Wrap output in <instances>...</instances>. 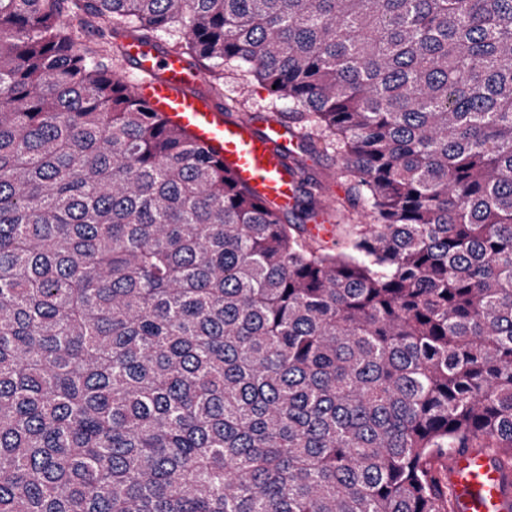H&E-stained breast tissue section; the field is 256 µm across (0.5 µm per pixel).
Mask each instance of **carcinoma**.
Instances as JSON below:
<instances>
[{"label": "carcinoma", "instance_id": "cac0c4a2", "mask_svg": "<svg viewBox=\"0 0 512 512\" xmlns=\"http://www.w3.org/2000/svg\"><path fill=\"white\" fill-rule=\"evenodd\" d=\"M164 34L336 152L338 250L133 93ZM464 448L512 468V0H0V512H454Z\"/></svg>", "mask_w": 512, "mask_h": 512}]
</instances>
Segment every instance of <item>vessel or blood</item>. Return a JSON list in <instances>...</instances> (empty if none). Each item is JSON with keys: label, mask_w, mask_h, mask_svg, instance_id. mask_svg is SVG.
<instances>
[{"label": "vessel or blood", "mask_w": 512, "mask_h": 512, "mask_svg": "<svg viewBox=\"0 0 512 512\" xmlns=\"http://www.w3.org/2000/svg\"><path fill=\"white\" fill-rule=\"evenodd\" d=\"M127 56L145 78L136 95L193 140L223 161L236 180L262 202L294 209L299 190L290 172L286 129L277 124L256 130L254 124L230 120L222 105L203 94L202 70L153 46L127 43ZM455 512H512V473L482 448L453 455L445 474Z\"/></svg>", "instance_id": "obj_1"}]
</instances>
